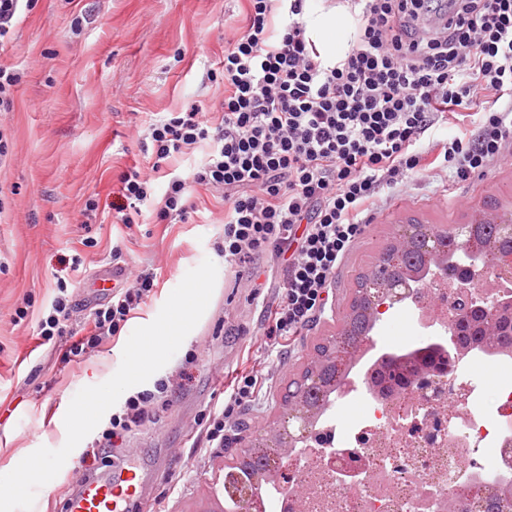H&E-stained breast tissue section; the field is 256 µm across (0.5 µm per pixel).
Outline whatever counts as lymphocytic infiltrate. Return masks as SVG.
Segmentation results:
<instances>
[{
    "label": "lymphocytic infiltrate",
    "instance_id": "1",
    "mask_svg": "<svg viewBox=\"0 0 512 512\" xmlns=\"http://www.w3.org/2000/svg\"><path fill=\"white\" fill-rule=\"evenodd\" d=\"M246 2L243 26L226 39L220 120L193 106L150 123L151 170L120 175L115 209L131 224L157 198L159 222L176 224L189 212V185L221 193L225 261L248 273L257 255L285 260L264 327L267 345L281 349L321 307L383 188L439 168L464 180L512 157V0H348L359 32L333 68L299 21V0L278 26L275 0ZM202 145L204 162L157 192L153 174ZM155 280L140 271L89 313L90 333L69 357L116 335ZM76 307L58 279L41 340L70 336ZM265 383L255 370L236 374L224 404L198 420L209 447H223L225 421ZM168 392L160 379L130 395L92 443L94 459L111 466L116 443L167 406Z\"/></svg>",
    "mask_w": 512,
    "mask_h": 512
}]
</instances>
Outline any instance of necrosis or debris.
Here are the masks:
<instances>
[{"mask_svg": "<svg viewBox=\"0 0 512 512\" xmlns=\"http://www.w3.org/2000/svg\"><path fill=\"white\" fill-rule=\"evenodd\" d=\"M428 300L406 317L405 350L444 336L448 326V291L429 285ZM479 370L495 378L492 402L468 395L457 409L459 428L448 425V400L460 379ZM438 395L434 407L422 406L420 383L386 397L359 387L341 395L347 417L328 418L321 447L364 452L362 460L344 459L349 475L325 476L319 455L289 466L290 480L309 493L295 501L289 493L271 497L266 512H447L449 495L473 478L486 475L474 459L476 450L502 461L512 425V359L498 355L467 357L457 377L429 376Z\"/></svg>", "mask_w": 512, "mask_h": 512, "instance_id": "necrosis-or-debris-1", "label": "necrosis or debris"}]
</instances>
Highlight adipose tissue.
<instances>
[{
	"mask_svg": "<svg viewBox=\"0 0 512 512\" xmlns=\"http://www.w3.org/2000/svg\"><path fill=\"white\" fill-rule=\"evenodd\" d=\"M301 20L320 47L324 66L338 65L346 56L357 21L344 5L325 6L324 0H303Z\"/></svg>",
	"mask_w": 512,
	"mask_h": 512,
	"instance_id": "obj_1",
	"label": "adipose tissue"
}]
</instances>
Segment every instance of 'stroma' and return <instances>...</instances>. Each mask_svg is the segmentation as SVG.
<instances>
[{
  "label": "stroma",
  "instance_id": "obj_1",
  "mask_svg": "<svg viewBox=\"0 0 512 512\" xmlns=\"http://www.w3.org/2000/svg\"><path fill=\"white\" fill-rule=\"evenodd\" d=\"M244 0H37L0 53V64L20 69L13 107L0 112L10 137L12 160L0 168L8 189L0 218V474L10 459L39 447L57 449L66 440L64 416L74 395L117 371L131 332L151 323L185 274L203 259L219 260L224 199L199 186L189 193L194 213L179 224L156 219L158 203L125 224L112 210L119 175L147 169L144 130L163 112L191 104L215 113L224 99L222 80L206 73L224 59V35L239 27ZM82 15L81 32L72 20ZM512 198V160L464 181L446 173L414 176L408 186L386 189L382 203L336 271L324 310L276 351L262 334L264 312L248 283L221 263L212 298L192 336L186 337L158 375L174 398L157 422L139 427L115 450L143 481L134 512H205L224 497V451L206 448L199 414L222 404L228 375L249 364L268 376L261 397L242 406L226 424L272 423L288 380L335 332L347 308L360 266L406 220L460 224L486 196ZM96 200L102 221L85 229L81 212ZM92 245H85V238ZM120 257H113V249ZM80 266H73V259ZM154 270L156 287L121 332L80 360L63 357L64 343H41L40 310L65 278L78 304L74 329L109 301L100 275L108 267ZM27 307L16 320L18 307ZM84 438L59 474L41 487L33 512H61L78 476L84 474ZM181 473L179 485L167 475Z\"/></svg>",
  "mask_w": 512,
  "mask_h": 512
}]
</instances>
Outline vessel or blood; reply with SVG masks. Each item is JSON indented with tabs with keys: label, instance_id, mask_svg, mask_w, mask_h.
<instances>
[{
	"label": "vessel or blood",
	"instance_id": "vessel-or-blood-1",
	"mask_svg": "<svg viewBox=\"0 0 512 512\" xmlns=\"http://www.w3.org/2000/svg\"><path fill=\"white\" fill-rule=\"evenodd\" d=\"M139 491L135 471H120L107 481L82 486L70 498L69 512H128L127 503Z\"/></svg>",
	"mask_w": 512,
	"mask_h": 512
}]
</instances>
